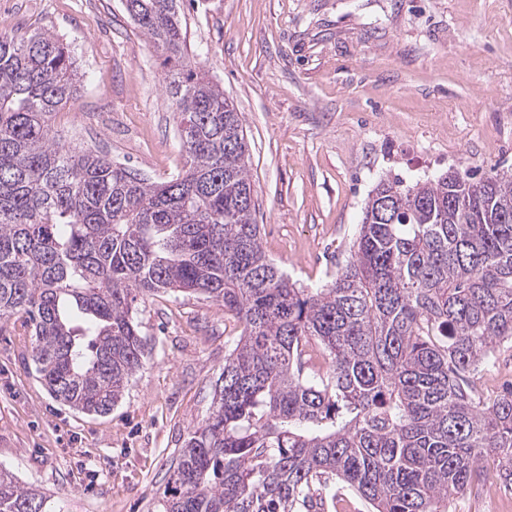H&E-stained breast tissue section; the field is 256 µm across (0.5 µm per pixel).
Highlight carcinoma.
I'll list each match as a JSON object with an SVG mask.
<instances>
[{"mask_svg":"<svg viewBox=\"0 0 512 512\" xmlns=\"http://www.w3.org/2000/svg\"><path fill=\"white\" fill-rule=\"evenodd\" d=\"M126 11L175 61L186 165L163 182L56 139L69 51L0 36V331L24 315L48 392L110 413L142 367L137 300L200 294L242 330L157 512H334L333 478L371 512H448L487 457L511 483L512 386L484 403L469 375L512 341V175L379 181L346 265L299 288L262 249L241 114L189 58L177 0ZM0 512L49 497L0 469Z\"/></svg>","mask_w":512,"mask_h":512,"instance_id":"cac0c4a2","label":"carcinoma"}]
</instances>
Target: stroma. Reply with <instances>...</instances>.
Here are the masks:
<instances>
[{
    "instance_id": "obj_1",
    "label": "stroma",
    "mask_w": 512,
    "mask_h": 512,
    "mask_svg": "<svg viewBox=\"0 0 512 512\" xmlns=\"http://www.w3.org/2000/svg\"><path fill=\"white\" fill-rule=\"evenodd\" d=\"M190 57L240 112L266 256L302 288L347 262L370 192L454 170L512 174V0H180ZM54 33L81 86L58 139L105 151L149 181L183 170L164 57L122 0H0V34ZM144 363L107 415L43 387L18 325L0 332V468L62 512H151L171 460L209 413L241 327L222 303L138 302ZM512 385V342L471 378ZM512 508L489 475L448 512Z\"/></svg>"
}]
</instances>
